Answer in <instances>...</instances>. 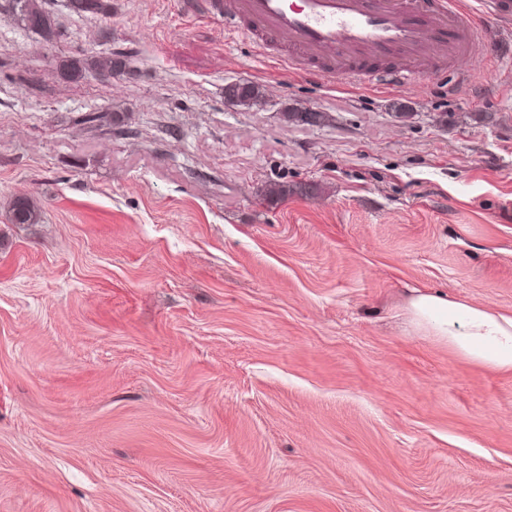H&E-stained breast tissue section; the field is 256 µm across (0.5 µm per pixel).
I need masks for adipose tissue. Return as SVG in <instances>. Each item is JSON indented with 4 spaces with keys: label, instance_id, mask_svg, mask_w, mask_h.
<instances>
[{
    "label": "adipose tissue",
    "instance_id": "adipose-tissue-1",
    "mask_svg": "<svg viewBox=\"0 0 512 512\" xmlns=\"http://www.w3.org/2000/svg\"><path fill=\"white\" fill-rule=\"evenodd\" d=\"M411 310L418 328L464 359L512 372V315L423 292L413 296Z\"/></svg>",
    "mask_w": 512,
    "mask_h": 512
}]
</instances>
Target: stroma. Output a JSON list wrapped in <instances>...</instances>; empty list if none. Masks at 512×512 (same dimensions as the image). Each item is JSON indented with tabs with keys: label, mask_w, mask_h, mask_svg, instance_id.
Wrapping results in <instances>:
<instances>
[{
	"label": "stroma",
	"mask_w": 512,
	"mask_h": 512,
	"mask_svg": "<svg viewBox=\"0 0 512 512\" xmlns=\"http://www.w3.org/2000/svg\"><path fill=\"white\" fill-rule=\"evenodd\" d=\"M110 5L0 0V512H512V372L410 306L512 314V64L331 88ZM44 0H12V10L25 28L41 31L46 39L56 36L52 29ZM259 86L249 80H238L224 86V98H232L236 107L251 108L259 101ZM39 221L40 213L27 197L19 196L14 199L11 208L12 223L36 224Z\"/></svg>",
	"instance_id": "stroma-1"
}]
</instances>
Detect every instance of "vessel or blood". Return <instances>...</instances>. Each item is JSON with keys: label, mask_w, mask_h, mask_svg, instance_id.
I'll use <instances>...</instances> for the list:
<instances>
[{"label": "vessel or blood", "mask_w": 512, "mask_h": 512, "mask_svg": "<svg viewBox=\"0 0 512 512\" xmlns=\"http://www.w3.org/2000/svg\"><path fill=\"white\" fill-rule=\"evenodd\" d=\"M224 32L328 86L402 87L481 56L480 20L512 21V0H210Z\"/></svg>", "instance_id": "b4317fda"}]
</instances>
